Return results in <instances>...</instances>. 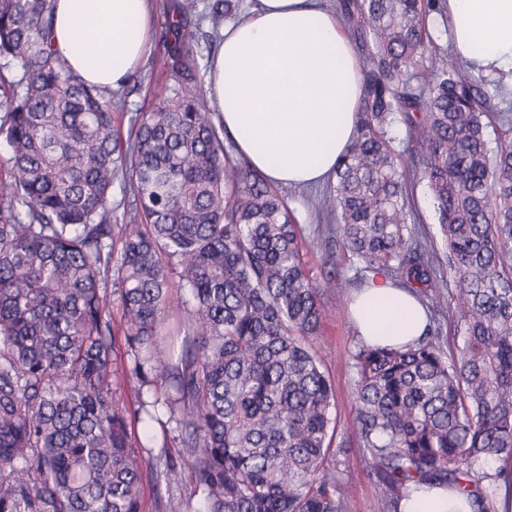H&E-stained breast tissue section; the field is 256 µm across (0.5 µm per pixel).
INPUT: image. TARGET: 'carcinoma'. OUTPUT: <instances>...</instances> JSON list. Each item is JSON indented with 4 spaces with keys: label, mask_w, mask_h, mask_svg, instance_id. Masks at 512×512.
I'll return each instance as SVG.
<instances>
[{
    "label": "carcinoma",
    "mask_w": 512,
    "mask_h": 512,
    "mask_svg": "<svg viewBox=\"0 0 512 512\" xmlns=\"http://www.w3.org/2000/svg\"><path fill=\"white\" fill-rule=\"evenodd\" d=\"M233 0H212L218 39ZM180 0L163 46L173 84L114 133L115 101L52 48L53 0H0V512H140L143 478L158 512H352L325 468L346 455L335 387L309 346L323 292L380 275L430 314L416 343L350 353L349 428L388 512L421 486L452 485L489 512L512 470V113L490 81L450 66L426 19L446 0H337L361 48L356 136L312 205L325 264L309 277L296 224L265 176L233 163L203 104ZM406 127L396 141L391 129ZM498 127L495 139L488 129ZM129 175L119 216L112 185ZM426 181L438 240L416 227L409 189ZM120 253H115V246ZM355 260L340 277L338 257ZM117 271L114 291L106 287ZM191 307L168 331L169 294ZM132 370L146 388L134 419L112 394V294ZM164 388L158 393V388ZM166 410L162 418L160 409ZM178 444L172 456L169 443Z\"/></svg>",
    "instance_id": "cac0c4a2"
}]
</instances>
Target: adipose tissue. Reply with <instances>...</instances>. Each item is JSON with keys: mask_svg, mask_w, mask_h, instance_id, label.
<instances>
[{"mask_svg": "<svg viewBox=\"0 0 512 512\" xmlns=\"http://www.w3.org/2000/svg\"><path fill=\"white\" fill-rule=\"evenodd\" d=\"M457 55L482 73L512 71V0H447ZM52 43L98 88L123 86L153 47L149 0H55ZM207 96L238 157L279 186L333 178L348 147L361 77L352 41L321 0H248L225 27L206 77ZM350 321L366 343L403 346L428 319L412 295L382 277L357 289ZM404 512H473L445 486L414 491Z\"/></svg>", "mask_w": 512, "mask_h": 512, "instance_id": "adipose-tissue-1", "label": "adipose tissue"}]
</instances>
